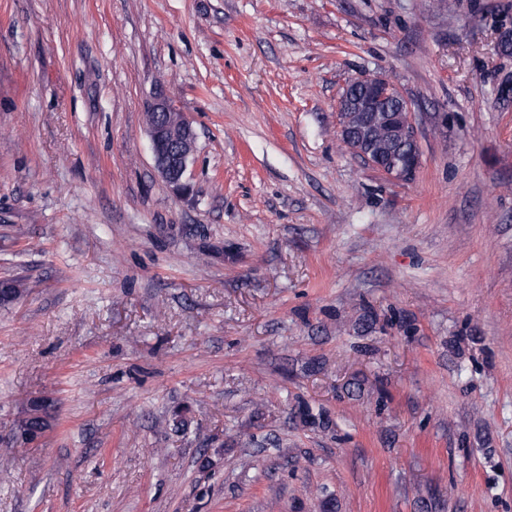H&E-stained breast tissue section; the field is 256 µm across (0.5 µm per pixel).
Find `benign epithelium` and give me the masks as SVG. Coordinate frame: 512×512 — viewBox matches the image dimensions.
<instances>
[{"label": "benign epithelium", "instance_id": "1", "mask_svg": "<svg viewBox=\"0 0 512 512\" xmlns=\"http://www.w3.org/2000/svg\"><path fill=\"white\" fill-rule=\"evenodd\" d=\"M357 81L364 84V96L357 111L369 114L386 110L391 80L381 72H373L360 75ZM395 112L398 116L395 132L417 141L414 106L402 91L399 92V106ZM144 120L158 177L173 191L182 195L190 193L192 186L187 171L194 158L197 141L191 121L163 87L156 88L145 103ZM420 164V153L415 149L383 172V176L390 181H407L415 176Z\"/></svg>", "mask_w": 512, "mask_h": 512}]
</instances>
